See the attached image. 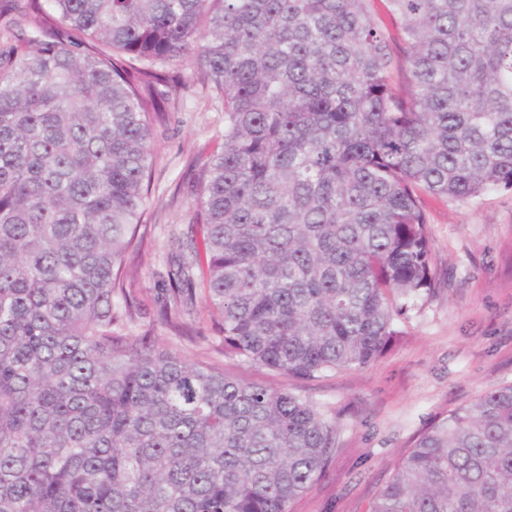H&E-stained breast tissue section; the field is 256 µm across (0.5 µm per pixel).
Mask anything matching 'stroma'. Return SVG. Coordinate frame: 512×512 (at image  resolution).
Returning <instances> with one entry per match:
<instances>
[{
	"instance_id": "1",
	"label": "stroma",
	"mask_w": 512,
	"mask_h": 512,
	"mask_svg": "<svg viewBox=\"0 0 512 512\" xmlns=\"http://www.w3.org/2000/svg\"><path fill=\"white\" fill-rule=\"evenodd\" d=\"M178 102L153 125L156 153L148 206L153 214L141 256L126 286L139 305L123 333L140 336L157 319L171 229L191 222V186L224 141V114L198 70L185 71ZM438 285L411 307L402 334L379 361L309 384L221 353L210 312L198 307L195 340H165L181 357L223 368L246 382L312 400L339 425V446L321 480L291 512H368L412 442L430 423L471 405L485 390L512 384V190L460 204L424 198Z\"/></svg>"
}]
</instances>
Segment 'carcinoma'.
I'll list each match as a JSON object with an SVG mask.
<instances>
[{"label": "carcinoma", "mask_w": 512, "mask_h": 512, "mask_svg": "<svg viewBox=\"0 0 512 512\" xmlns=\"http://www.w3.org/2000/svg\"><path fill=\"white\" fill-rule=\"evenodd\" d=\"M0 0V512H290L336 420L136 322L152 126L224 106L159 323L302 380L382 358L435 290L422 196L512 188V0ZM369 512H512V384L432 423Z\"/></svg>", "instance_id": "1"}]
</instances>
